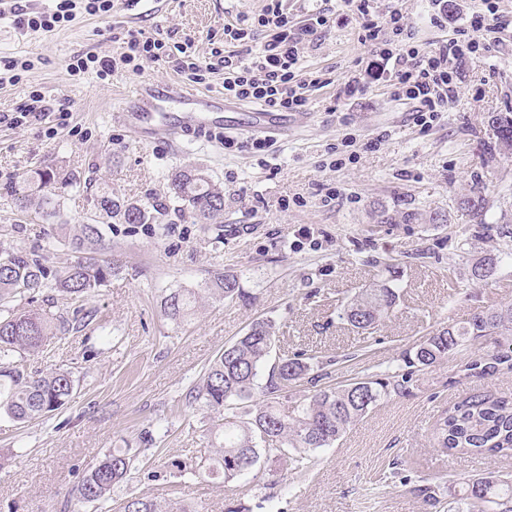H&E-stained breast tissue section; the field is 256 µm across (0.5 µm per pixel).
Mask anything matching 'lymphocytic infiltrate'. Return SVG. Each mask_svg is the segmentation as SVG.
<instances>
[{
  "mask_svg": "<svg viewBox=\"0 0 512 512\" xmlns=\"http://www.w3.org/2000/svg\"><path fill=\"white\" fill-rule=\"evenodd\" d=\"M481 3V10L471 12L467 26L453 28L450 37L425 49L402 42L408 24L400 10L380 15L373 10L371 0H342L344 12L358 22L359 41L377 50L375 70L386 75L394 97L416 102L413 121L424 129L440 119L457 95L455 63L489 51L497 34L512 24L500 15L498 0ZM80 6L87 14L95 15L110 12L113 4L112 0H57L52 10L20 13L17 25L22 30L51 32L74 21ZM329 21L328 15L319 12L310 15L303 25H295L283 0H267L257 16H242L225 25V45L212 48L207 61L195 56L192 40H184L178 47L179 70L194 83L205 82L211 74L223 75L224 94L231 99L272 111L301 112L307 106L306 84L299 79L301 47ZM259 33L264 36L260 48L243 55L242 46L254 41ZM166 55L163 39L130 33L123 38L119 53L77 57L68 68L75 74L93 72L104 79L117 69L137 71L143 62H157Z\"/></svg>",
  "mask_w": 512,
  "mask_h": 512,
  "instance_id": "1",
  "label": "lymphocytic infiltrate"
}]
</instances>
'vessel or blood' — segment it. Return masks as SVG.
<instances>
[{
  "label": "vessel or blood",
  "mask_w": 512,
  "mask_h": 512,
  "mask_svg": "<svg viewBox=\"0 0 512 512\" xmlns=\"http://www.w3.org/2000/svg\"><path fill=\"white\" fill-rule=\"evenodd\" d=\"M179 116H172V109ZM229 105L219 95H198L174 86H158L144 79L133 84L113 113L115 123L146 146L173 145L195 132L221 127L220 113ZM306 113L289 112L279 116L256 108L246 109L242 122L230 125L239 135L275 137L303 126Z\"/></svg>",
  "instance_id": "vessel-or-blood-1"
}]
</instances>
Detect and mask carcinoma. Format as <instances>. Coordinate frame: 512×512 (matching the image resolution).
<instances>
[{
    "label": "carcinoma",
    "instance_id": "carcinoma-1",
    "mask_svg": "<svg viewBox=\"0 0 512 512\" xmlns=\"http://www.w3.org/2000/svg\"><path fill=\"white\" fill-rule=\"evenodd\" d=\"M495 144L488 154L512 151V111L491 116ZM20 184L30 191L27 203L34 206V217L43 223L57 217L61 190L77 185L74 174L42 167L21 176ZM169 193L181 203L182 212L195 224L224 223V192L202 168L183 167L169 178ZM98 218L81 224L77 240L103 241L102 220L117 218L125 224H146L156 219L158 207L150 203L129 202L112 197L105 185L96 195ZM461 209L478 223H485L487 202L482 191L473 190L460 200ZM407 223L419 221L446 224L449 216L434 211L403 212ZM498 256L489 255L473 265L472 278L484 281L492 277ZM119 267L118 260L79 259L51 269L41 260L26 254L0 250V411L13 420L30 423L63 408L74 391V380L67 371L26 372L14 365L17 353H34L47 336L69 331L64 316H50L37 310L17 312L8 303L16 296L31 297L46 288L81 299L101 285ZM396 271L374 282L345 303L339 317L355 329H373L388 318L397 306L399 292ZM214 299L231 300L248 307L255 297L242 286L241 275L217 273L205 288ZM199 302V293L175 288L165 295L163 311L173 321L183 320ZM512 337V306L492 310L470 318L465 324L450 323L432 332L402 355L407 371L401 379L385 373L357 381L328 385L314 390L292 411L282 410L279 400L309 374L310 365L298 357L283 354L272 359L276 346V325L271 319H256L235 342L224 346L206 368L201 379L188 393V403L213 414L211 434L215 445L211 456L173 464L183 477L207 473L229 484L249 473L261 455L294 470L308 467L312 453L334 444L346 430L368 412L405 388L413 368L433 367L467 342L485 336ZM512 343L486 352L471 369L479 376H492L512 359ZM270 366L265 384L259 375ZM266 398L262 405L249 400L256 392ZM434 445L444 453L474 456H512V401L506 398H476L444 411L433 431ZM139 449L125 448L106 452L76 486V497L83 503L108 500L112 490L123 483L138 458ZM444 486L424 484L417 491L430 501H438ZM448 512H512V477L496 471L465 483L461 489L448 488ZM122 512H198L181 501L159 500L131 495Z\"/></svg>",
    "mask_w": 512,
    "mask_h": 512
}]
</instances>
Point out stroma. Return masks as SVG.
<instances>
[{
	"instance_id": "stroma-1",
	"label": "stroma",
	"mask_w": 512,
	"mask_h": 512,
	"mask_svg": "<svg viewBox=\"0 0 512 512\" xmlns=\"http://www.w3.org/2000/svg\"><path fill=\"white\" fill-rule=\"evenodd\" d=\"M263 0H157L152 11L127 18L79 14L52 32L22 31L10 9L0 10V59L29 61L11 81L0 73V114L15 112L39 91L52 107L69 103L77 134L48 123L11 128L0 124V246L41 256L50 268L80 258L57 244L62 224H84L94 212L99 183L114 197L160 206L153 224H112L107 257L121 268L84 301L48 289L19 297L17 309L72 316L78 329L48 337L21 364L71 373L70 403L29 424L0 413V512H99L78 503L73 491L105 452L139 447L142 432L153 442L127 484L114 489L109 512L127 496L183 499L199 512H224V499L242 498L251 512H268L265 464L231 484L208 476L177 477L173 462L213 451L207 412L186 395L225 344L254 319L279 327L282 351L329 360V381L345 384L398 365L402 353L436 329L512 305V242L493 225H512V154L484 155L493 139L492 114L512 109V28L490 52L457 63L458 96L430 129L417 126L411 101L391 96L384 81L335 104L344 82L374 60L361 44L354 19L319 30L302 49V74L317 78L308 93L310 128L279 137L277 166L257 156L224 150L187 137L163 151L145 147L111 121L110 107L135 81L148 78L199 94L222 91L223 77L202 84L185 80L178 55L119 69L101 80L67 69L74 56H109L117 45L106 30L142 31L168 43L191 38L200 58L222 43L225 22L259 14ZM377 13L399 9L416 44L446 38L426 0H374ZM346 161L330 169L332 157ZM72 173L84 187L66 189L60 224H41L16 204L5 203L18 175L44 165ZM204 168L224 190L223 225L195 224L182 216L168 192L174 169ZM488 201L485 225L475 224L457 201L473 187ZM449 211L446 224L378 223L376 213ZM500 258L488 280L471 277L486 255ZM400 272V300L390 319L372 331L338 317L341 304L381 276ZM242 273L256 298L250 308L202 298L194 315L177 323L161 310L172 288H206L211 275ZM487 336L415 371L407 390L381 401L336 443L317 451L303 471L277 477L282 512H446L420 496L417 486L451 479L456 484L486 471L512 473V457L450 456L433 445L445 410L474 398L512 393V368L494 377L465 376L463 369L494 350Z\"/></svg>"
}]
</instances>
